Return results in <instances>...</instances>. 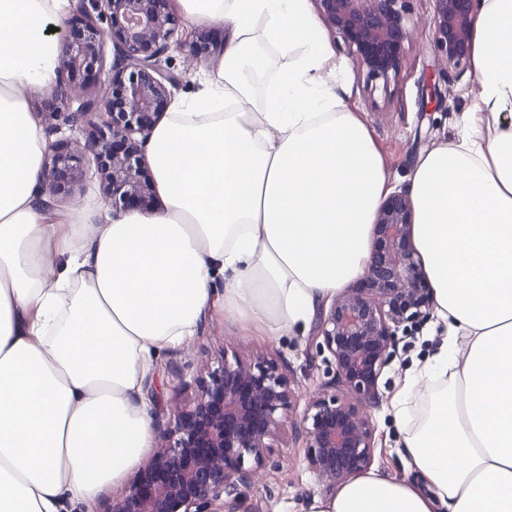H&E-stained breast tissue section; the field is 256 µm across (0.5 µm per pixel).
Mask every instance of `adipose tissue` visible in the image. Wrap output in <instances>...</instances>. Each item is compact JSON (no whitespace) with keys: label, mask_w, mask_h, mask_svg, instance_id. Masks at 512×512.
Instances as JSON below:
<instances>
[{"label":"adipose tissue","mask_w":512,"mask_h":512,"mask_svg":"<svg viewBox=\"0 0 512 512\" xmlns=\"http://www.w3.org/2000/svg\"><path fill=\"white\" fill-rule=\"evenodd\" d=\"M182 5L223 21L224 57L145 145L163 207L113 216L50 204L29 107L75 0H0V512L123 484L155 359L208 318L294 333L369 266L393 186L309 0ZM471 57L475 111L405 187L447 328L390 401L417 477L362 474L312 512H512V0H482Z\"/></svg>","instance_id":"adipose-tissue-1"}]
</instances>
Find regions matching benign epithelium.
Instances as JSON below:
<instances>
[{
  "mask_svg": "<svg viewBox=\"0 0 512 512\" xmlns=\"http://www.w3.org/2000/svg\"><path fill=\"white\" fill-rule=\"evenodd\" d=\"M169 0H79L80 26L62 35L59 80L49 89L55 105L77 108L66 120L84 140L49 143L42 161L46 191L71 192L82 178L83 154L93 153L112 207L148 210L156 194L145 166L144 144L160 122L178 78L162 64L176 46L210 53L205 36L175 37L182 21ZM409 0H315L324 24L341 34L366 73L386 88L399 74L411 33ZM434 45L453 66L470 62L478 0H435ZM114 48L106 67L102 21ZM110 69L108 77L101 74ZM413 203L390 194L374 222L375 246L362 278L341 293L317 326L332 355L336 380L313 397L299 423L310 468L327 486L365 472L373 460L369 408L379 401V379L400 328L421 324L433 311L431 290L412 245ZM292 392L266 360L224 359L199 380L177 410L171 429L159 431L149 464L111 512H224V496L262 476L269 440L290 411Z\"/></svg>",
  "mask_w": 512,
  "mask_h": 512,
  "instance_id": "obj_1",
  "label": "benign epithelium"
}]
</instances>
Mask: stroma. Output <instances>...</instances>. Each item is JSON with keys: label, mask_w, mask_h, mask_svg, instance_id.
<instances>
[{"label": "stroma", "mask_w": 512, "mask_h": 512, "mask_svg": "<svg viewBox=\"0 0 512 512\" xmlns=\"http://www.w3.org/2000/svg\"><path fill=\"white\" fill-rule=\"evenodd\" d=\"M433 0H411L407 24L414 40L407 46L402 69L387 88L370 89L364 71L340 34L321 27L327 50L347 61L345 96L369 126L391 179L406 184L419 153L441 142L456 143L464 113L476 104L477 79L472 66L453 67L442 61L434 47L429 21ZM166 63L178 75L177 95L190 96L200 89L208 61L189 50L169 52ZM430 326L398 331L392 360L379 380L381 402L371 410L374 427L372 470L392 478L408 476L401 452L403 435L384 405L400 390L406 371L415 360L434 348ZM239 340L240 358L274 361L295 395L267 451L263 482L240 487L236 502L240 512H309L313 499L333 490L319 481L306 460L305 440L298 429L309 398L333 382L336 366L331 354L319 346L314 328L277 338L243 331L232 318L209 320L183 348L161 353L146 384L152 400V418L161 427H173L174 405L194 396L199 379L224 358V339Z\"/></svg>", "instance_id": "35a3bbf8"}]
</instances>
